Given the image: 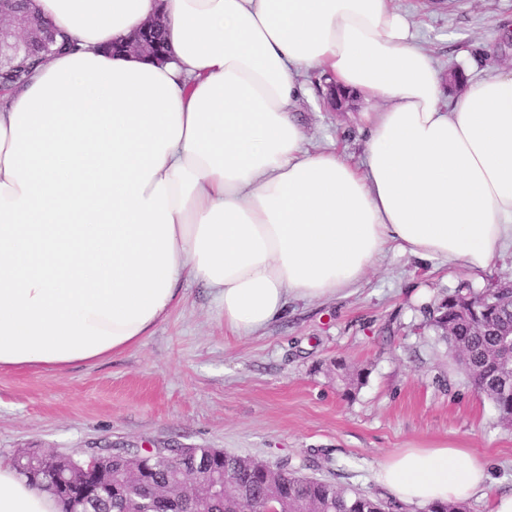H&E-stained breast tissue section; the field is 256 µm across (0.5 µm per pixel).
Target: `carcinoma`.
Wrapping results in <instances>:
<instances>
[{
    "label": "carcinoma",
    "instance_id": "carcinoma-1",
    "mask_svg": "<svg viewBox=\"0 0 512 512\" xmlns=\"http://www.w3.org/2000/svg\"><path fill=\"white\" fill-rule=\"evenodd\" d=\"M41 45L32 43L17 58L11 49L0 51V84L9 87L25 84L41 64ZM472 299L471 318L460 314L465 300ZM430 324L448 341L456 362L466 371L478 393L492 402L499 422L512 425V391L501 386L512 379V366L505 367L494 358L500 335L512 327V283L501 281L492 288L475 291L467 285L442 299L428 310ZM361 369L344 368L341 380L351 394L363 384ZM47 455L15 454L14 467L34 486L51 491L62 504L61 512L78 506L75 487L94 490L86 512H131L134 501H144L149 512H263L267 499V478L274 479L275 492L288 502V508L304 512H399L401 504L384 501L368 493L299 476L282 462L272 467L264 462L226 454L220 461H210L212 469L238 474L233 490L213 493L189 478L178 475L181 464L170 461L146 462L144 456L99 453L95 469L87 474L74 468V479L63 478L71 464L65 455H54V470H43Z\"/></svg>",
    "mask_w": 512,
    "mask_h": 512
}]
</instances>
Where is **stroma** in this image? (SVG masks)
<instances>
[{"label":"stroma","mask_w":512,"mask_h":512,"mask_svg":"<svg viewBox=\"0 0 512 512\" xmlns=\"http://www.w3.org/2000/svg\"><path fill=\"white\" fill-rule=\"evenodd\" d=\"M442 75L480 77L512 64V0H391ZM297 117L312 149L360 158L368 136L355 99L332 111L318 72ZM512 280V248L476 274L463 264L382 255L361 283L319 301L292 300L263 334L239 337L199 283L139 346L64 371H0V461L17 450L87 457L104 448H218L349 489L389 492L379 463L401 448L484 454L491 481L465 502L491 512L512 494V431L428 326L426 311L460 285ZM367 369L344 393L337 360ZM330 453L332 465L316 459Z\"/></svg>","instance_id":"stroma-1"}]
</instances>
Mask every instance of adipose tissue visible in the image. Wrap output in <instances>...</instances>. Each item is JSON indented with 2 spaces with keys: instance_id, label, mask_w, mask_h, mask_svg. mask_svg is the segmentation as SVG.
Segmentation results:
<instances>
[{
  "instance_id": "ef3b65f1",
  "label": "adipose tissue",
  "mask_w": 512,
  "mask_h": 512,
  "mask_svg": "<svg viewBox=\"0 0 512 512\" xmlns=\"http://www.w3.org/2000/svg\"><path fill=\"white\" fill-rule=\"evenodd\" d=\"M76 51L0 92V370L106 359L185 280L237 335L357 285L388 247L488 272L512 244V70L443 77L390 0H34ZM168 60L114 52L155 13ZM379 106L361 163L309 151L306 75ZM407 504L484 488L467 448H404ZM0 512H59L0 462Z\"/></svg>"
}]
</instances>
